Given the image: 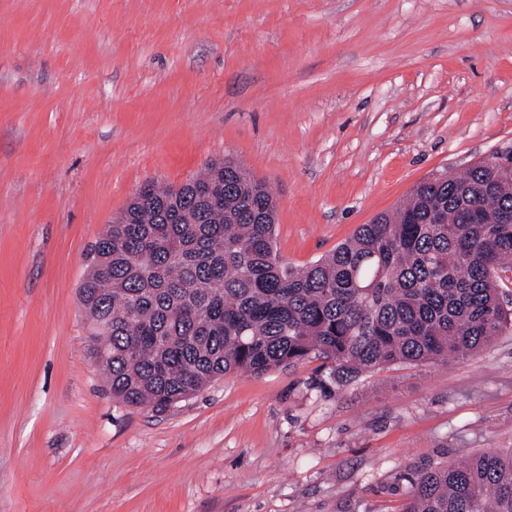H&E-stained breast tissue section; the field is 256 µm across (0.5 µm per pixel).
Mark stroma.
Here are the masks:
<instances>
[{
	"label": "stroma",
	"mask_w": 512,
	"mask_h": 512,
	"mask_svg": "<svg viewBox=\"0 0 512 512\" xmlns=\"http://www.w3.org/2000/svg\"><path fill=\"white\" fill-rule=\"evenodd\" d=\"M512 149V0H0V512H400L512 449V331L323 390L318 360L163 412L114 398L79 305L149 181L232 158L301 267Z\"/></svg>",
	"instance_id": "obj_1"
}]
</instances>
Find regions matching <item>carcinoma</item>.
<instances>
[{"instance_id": "carcinoma-1", "label": "carcinoma", "mask_w": 512, "mask_h": 512, "mask_svg": "<svg viewBox=\"0 0 512 512\" xmlns=\"http://www.w3.org/2000/svg\"><path fill=\"white\" fill-rule=\"evenodd\" d=\"M277 202L238 163L146 183L92 245L91 357L112 394L161 412L234 371L315 358L338 386L396 363L464 359L512 326V175L478 162L290 268ZM402 512H512V450L408 478Z\"/></svg>"}]
</instances>
